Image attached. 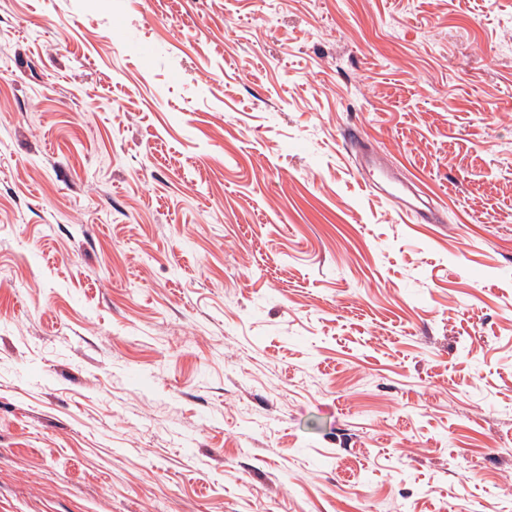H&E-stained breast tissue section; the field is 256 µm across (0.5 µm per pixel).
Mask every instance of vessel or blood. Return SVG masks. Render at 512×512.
Returning a JSON list of instances; mask_svg holds the SVG:
<instances>
[{
	"instance_id": "1",
	"label": "vessel or blood",
	"mask_w": 512,
	"mask_h": 512,
	"mask_svg": "<svg viewBox=\"0 0 512 512\" xmlns=\"http://www.w3.org/2000/svg\"><path fill=\"white\" fill-rule=\"evenodd\" d=\"M356 170L369 188L388 194L401 213L419 224H436L440 218L424 200L393 176V169L365 140L356 138L350 143Z\"/></svg>"
}]
</instances>
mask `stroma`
Listing matches in <instances>:
<instances>
[{"instance_id": "1", "label": "stroma", "mask_w": 512, "mask_h": 512, "mask_svg": "<svg viewBox=\"0 0 512 512\" xmlns=\"http://www.w3.org/2000/svg\"><path fill=\"white\" fill-rule=\"evenodd\" d=\"M0 512H512V0H0ZM350 147L358 175L369 188L388 194L401 213L411 217L416 224L440 223L436 210L415 195L410 187L396 180L392 175L393 168L369 143L361 138H353Z\"/></svg>"}]
</instances>
